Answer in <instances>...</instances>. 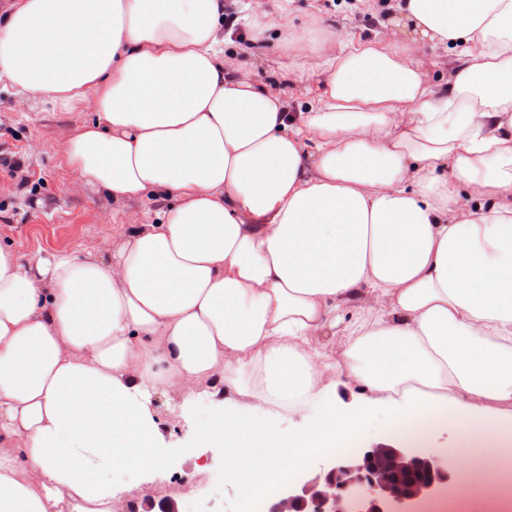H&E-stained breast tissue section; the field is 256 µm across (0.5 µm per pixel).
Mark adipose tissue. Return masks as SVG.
<instances>
[{
  "instance_id": "adipose-tissue-1",
  "label": "adipose tissue",
  "mask_w": 512,
  "mask_h": 512,
  "mask_svg": "<svg viewBox=\"0 0 512 512\" xmlns=\"http://www.w3.org/2000/svg\"><path fill=\"white\" fill-rule=\"evenodd\" d=\"M406 40L261 13L314 62L224 57V0H14L0 77L96 121L69 166L173 198L111 249L0 246V512H115L164 440L153 393L249 400L196 432L242 495L373 429L512 422V0H396ZM451 53L433 90L414 39ZM321 73L308 111L283 86ZM363 395L341 409L337 386ZM308 414L290 433L272 422Z\"/></svg>"
}]
</instances>
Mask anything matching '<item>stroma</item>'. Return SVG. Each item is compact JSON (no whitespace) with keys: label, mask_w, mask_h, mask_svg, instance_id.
I'll return each mask as SVG.
<instances>
[{"label":"stroma","mask_w":512,"mask_h":512,"mask_svg":"<svg viewBox=\"0 0 512 512\" xmlns=\"http://www.w3.org/2000/svg\"><path fill=\"white\" fill-rule=\"evenodd\" d=\"M252 0H232L240 15L237 31L226 35L224 53L257 84L274 79L290 59L277 31H270L264 44H255L244 22ZM264 9L277 13L290 8L296 29L321 21L324 28L345 41L376 33L391 35L381 27L386 7L383 0H262ZM92 106L75 112L52 108L37 99L16 93L0 79V244L22 253L38 249L98 248L110 244L113 235L131 225L156 221L166 207L165 199L113 204L105 194L91 190L67 164L65 145L83 123L95 120ZM18 163L8 173L4 161ZM166 434L161 450V469L154 481L132 485L124 493L125 512H152L153 506L175 500L181 512H239L240 493L227 475L224 456L216 448H200L192 440L204 425L212 404L199 397L184 409H172L163 393L153 396ZM456 430L436 427L426 445L437 455L459 460L468 457L474 469H489L495 450L491 447L461 448Z\"/></svg>","instance_id":"stroma-1"}]
</instances>
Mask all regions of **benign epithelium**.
Here are the masks:
<instances>
[{"instance_id":"obj_1","label":"benign epithelium","mask_w":512,"mask_h":512,"mask_svg":"<svg viewBox=\"0 0 512 512\" xmlns=\"http://www.w3.org/2000/svg\"><path fill=\"white\" fill-rule=\"evenodd\" d=\"M456 468L406 443L333 453L315 478L284 481L268 512H419L452 482Z\"/></svg>"}]
</instances>
